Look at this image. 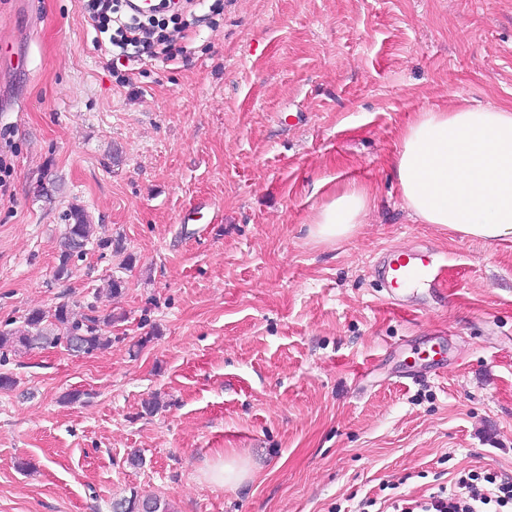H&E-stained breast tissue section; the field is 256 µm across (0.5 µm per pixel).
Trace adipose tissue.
Segmentation results:
<instances>
[{
  "label": "adipose tissue",
  "mask_w": 512,
  "mask_h": 512,
  "mask_svg": "<svg viewBox=\"0 0 512 512\" xmlns=\"http://www.w3.org/2000/svg\"><path fill=\"white\" fill-rule=\"evenodd\" d=\"M390 167L418 222L488 243L512 240V105L414 113ZM370 205L367 188L337 191L312 217L311 237L332 244L351 236Z\"/></svg>",
  "instance_id": "ef3b65f1"
}]
</instances>
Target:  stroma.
<instances>
[{
  "mask_svg": "<svg viewBox=\"0 0 512 512\" xmlns=\"http://www.w3.org/2000/svg\"><path fill=\"white\" fill-rule=\"evenodd\" d=\"M167 29L186 36L131 71L81 0H0V325L123 282L110 348L0 360V512L135 491L356 512L458 473L512 483V241L417 223L389 165L411 113L512 105V0H186ZM353 183L365 223L316 243L310 216ZM73 206L123 249L59 279ZM411 250L438 289L386 298L384 255ZM223 459L250 479L214 483Z\"/></svg>",
  "mask_w": 512,
  "mask_h": 512,
  "instance_id": "stroma-1",
  "label": "stroma"
}]
</instances>
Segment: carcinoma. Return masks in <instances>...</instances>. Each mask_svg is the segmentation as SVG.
I'll return each instance as SVG.
<instances>
[{
	"label": "carcinoma",
	"instance_id": "cac0c4a2",
	"mask_svg": "<svg viewBox=\"0 0 512 512\" xmlns=\"http://www.w3.org/2000/svg\"><path fill=\"white\" fill-rule=\"evenodd\" d=\"M66 220L68 224L58 248L57 278L70 275V263L83 256L89 245L121 250L120 242L96 237V227L83 209L70 208ZM112 321V311L102 310L95 303L82 305L67 301L50 310L33 308L24 314L20 324L0 327V352L21 356L35 349L62 347L74 356L90 355L112 345ZM112 512H169V507L155 496L133 492L114 500Z\"/></svg>",
	"mask_w": 512,
	"mask_h": 512
}]
</instances>
